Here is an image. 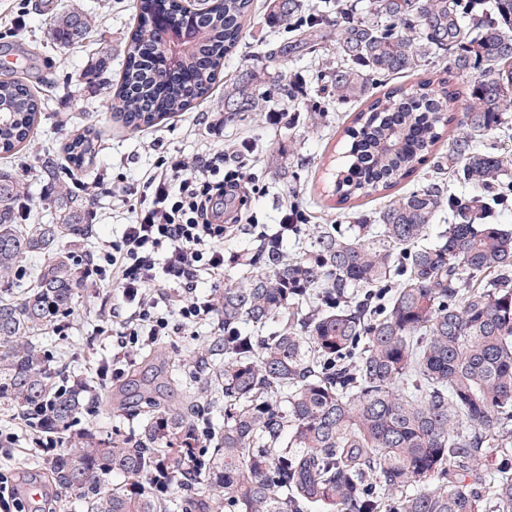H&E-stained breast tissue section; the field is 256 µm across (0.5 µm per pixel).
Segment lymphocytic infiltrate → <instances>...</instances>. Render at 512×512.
<instances>
[{"mask_svg": "<svg viewBox=\"0 0 512 512\" xmlns=\"http://www.w3.org/2000/svg\"><path fill=\"white\" fill-rule=\"evenodd\" d=\"M250 149L248 140H240L191 169L179 156H160L143 191L124 195L134 221L121 236L91 256L71 252L80 282L111 285L118 304L133 307L130 320L120 325L124 346L168 335L174 316L184 329L212 319L213 296L196 290L202 279L224 274V239L234 234L248 206L245 172L226 163Z\"/></svg>", "mask_w": 512, "mask_h": 512, "instance_id": "lymphocytic-infiltrate-1", "label": "lymphocytic infiltrate"}]
</instances>
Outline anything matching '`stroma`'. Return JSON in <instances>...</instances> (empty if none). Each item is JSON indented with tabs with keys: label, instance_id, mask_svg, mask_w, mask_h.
<instances>
[{
	"label": "stroma",
	"instance_id": "stroma-1",
	"mask_svg": "<svg viewBox=\"0 0 512 512\" xmlns=\"http://www.w3.org/2000/svg\"><path fill=\"white\" fill-rule=\"evenodd\" d=\"M136 0H0V45L17 48V63L0 64V78L30 79L43 100L42 118L26 150L1 164L14 175H25L31 219L56 223L66 198L82 203L95 213L94 234L85 239H61L63 251L83 249L95 252L106 241L118 238L132 216L123 207L125 190L142 188L146 173L160 155L182 156L188 166L216 149L203 116L224 109V85L253 75L269 77L285 72L302 77L306 92L299 98L304 117L297 122L268 124L262 112L243 113L240 120L224 128L225 142L246 138L255 151L248 160L256 192L251 196L253 221L242 231L225 238L224 252L241 255L242 263L224 265V284L246 281L256 270L246 260L276 231L281 211L298 202L310 216L300 235L288 236L282 249L288 257L303 254L319 227L339 224L352 229L363 215L380 211L398 196L418 189L449 166L447 148L419 167L396 188L365 199L353 212L338 210L331 197L332 175L343 148L342 131L350 125L361 105L339 102L321 93L328 69L341 63L336 25L327 23L308 33L291 32L268 21L269 0H254L252 21L242 45L224 59V84L216 85L210 96L192 110L169 117L157 125L131 131L112 118L105 102L113 84L125 68V38L137 23ZM78 10L94 19L82 44L64 46L51 34L50 23L61 7ZM94 130L98 138L95 159L79 175H72L64 145L76 133ZM100 184L93 196L80 190V183ZM130 308L114 307L108 285H82L77 289L72 311L64 318L63 330L48 327L42 349L53 364L65 366L70 377L86 379L94 396L79 418L80 426L104 437H127L138 433L135 416L140 396L123 392L122 381L97 378L98 367L116 362L119 351L112 333L113 321H125ZM219 325L210 322L196 328L159 338L154 344L127 353L138 377L151 375V363L164 362L181 379L179 389L164 391L162 397L177 403L182 392L194 393L206 402L202 362L220 338ZM0 432L15 434L14 444L0 447V473L24 485L28 475L40 473L47 455L37 445L35 431L24 427L20 413L0 400Z\"/></svg>",
	"mask_w": 512,
	"mask_h": 512
}]
</instances>
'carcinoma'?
Here are the masks:
<instances>
[{
	"label": "carcinoma",
	"mask_w": 512,
	"mask_h": 512,
	"mask_svg": "<svg viewBox=\"0 0 512 512\" xmlns=\"http://www.w3.org/2000/svg\"><path fill=\"white\" fill-rule=\"evenodd\" d=\"M268 20L298 26L303 0H269ZM460 0H375L377 18L338 11L342 63L323 91L366 100L345 130L336 203L350 207L410 177L442 141L470 194L440 178L399 196L355 233L322 228L304 256L263 244L246 282L224 288V360L206 379L224 423L182 483L207 512H512V466L490 473L482 459L512 424V230L488 222L507 157L479 149L475 133L512 111V0L478 23ZM253 0H206L185 14L177 0H140L126 38V67L112 91L113 115L132 131L206 98L250 23ZM309 20L325 22L310 11ZM90 19L66 7L55 39L83 41ZM475 70L470 103L455 122L458 91L430 73L369 98L387 76L419 71L432 53ZM292 96L291 80L276 77ZM278 95V96H280ZM244 82L224 92V122L275 105ZM40 99L26 83L0 80V154L31 141ZM90 163L93 138L65 144ZM25 186L0 171V398L43 436L66 444L48 461L64 495L85 512H179L184 497L163 491L158 469L180 471L201 414L195 396L173 408L137 407L142 431L103 438L89 429L69 443L84 409L37 349L41 331L72 309L78 288L58 239L90 232L81 205L57 224H19ZM448 221L434 243L429 226ZM52 253L46 266L23 263Z\"/></svg>",
	"instance_id": "carcinoma-1"
}]
</instances>
